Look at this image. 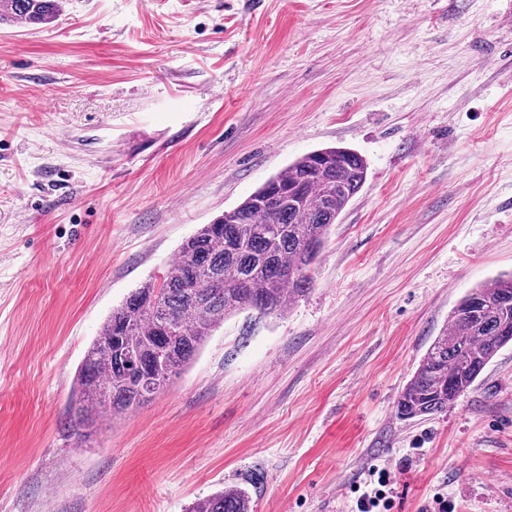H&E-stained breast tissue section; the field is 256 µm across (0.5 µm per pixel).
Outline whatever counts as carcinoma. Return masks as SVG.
Returning <instances> with one entry per match:
<instances>
[{"instance_id": "1", "label": "carcinoma", "mask_w": 512, "mask_h": 512, "mask_svg": "<svg viewBox=\"0 0 512 512\" xmlns=\"http://www.w3.org/2000/svg\"><path fill=\"white\" fill-rule=\"evenodd\" d=\"M59 0H0V22L48 24ZM347 147L314 150L267 180L181 245L158 280L133 289L104 322L76 376L66 430L82 444L100 415H125L162 392L206 336L244 310L283 315L313 284L329 230L367 179ZM512 342V272L471 288L429 346L396 403L404 421L437 415L473 389ZM189 512H252L251 496L227 486Z\"/></svg>"}]
</instances>
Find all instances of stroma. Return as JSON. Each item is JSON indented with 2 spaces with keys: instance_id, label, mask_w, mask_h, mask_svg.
I'll return each instance as SVG.
<instances>
[{
  "instance_id": "obj_1",
  "label": "stroma",
  "mask_w": 512,
  "mask_h": 512,
  "mask_svg": "<svg viewBox=\"0 0 512 512\" xmlns=\"http://www.w3.org/2000/svg\"><path fill=\"white\" fill-rule=\"evenodd\" d=\"M368 164L311 290L225 319L143 408L63 421L103 322L313 150ZM512 271V0H63L0 24V512H512V345L396 415L458 300ZM375 475H377L376 483L378 486L370 491H364L358 496L356 500L357 512L390 511L394 505L391 496L388 495L390 492L392 493L390 487L394 480L392 472L384 468L373 469L372 476ZM249 492L240 486H227L193 503L188 512H252Z\"/></svg>"
}]
</instances>
